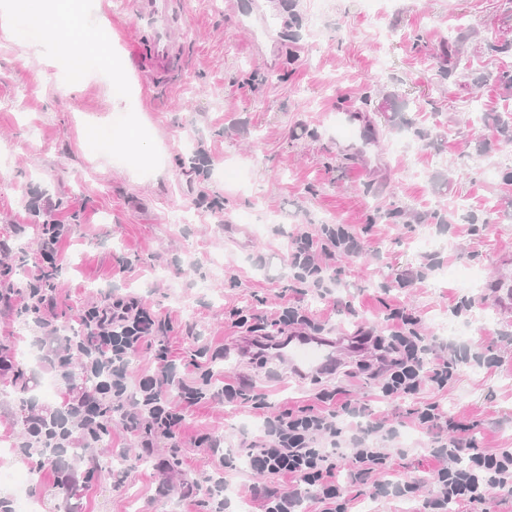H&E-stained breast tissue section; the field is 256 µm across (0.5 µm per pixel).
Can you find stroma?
<instances>
[{
	"mask_svg": "<svg viewBox=\"0 0 512 512\" xmlns=\"http://www.w3.org/2000/svg\"><path fill=\"white\" fill-rule=\"evenodd\" d=\"M52 2L76 52L101 27L112 47L83 78L22 18L17 39L0 35V281L24 282L33 266L32 203L71 227L53 305L37 314L0 305V349L33 352L21 376L0 375V441L24 438L16 380L56 374L33 349L38 318L73 325L79 309L109 294L140 297L170 320L164 342L181 363L214 371L218 385L246 380L265 400L260 409H190L175 452L162 440L142 448L116 419L109 438L61 465L0 459V471L39 469L28 489L39 512H169L175 503L215 512L192 488L199 473H217L221 454L258 436L265 417L317 403L318 385L291 378L287 363H251L232 350L227 311L269 314L283 293L301 298L330 336L362 326L385 335L390 310L402 307L421 316L433 348H456L447 388L396 403L380 401L369 370L347 362L350 399L400 429L391 448L403 447L411 410L431 402L470 422L482 450L512 448V316L485 297L502 254H512V167L496 128L512 97L469 81L512 66V54L482 48L512 19V0H177L186 64L159 79L146 61L151 30L130 23L133 0ZM457 23L479 41L462 60L468 77L451 84L435 62ZM198 163L209 178L196 175ZM228 163L242 166L243 184L225 183ZM182 208L192 223L174 222ZM397 210L404 218L393 219ZM322 224L350 225L362 250L321 294L293 278L286 252L301 226ZM206 432L218 451L194 447ZM114 454L127 460L116 472ZM63 470L80 476L65 500L56 487ZM225 478L238 497L224 512H262L253 488L279 485L244 470ZM429 494L364 493L348 510L424 512Z\"/></svg>",
	"mask_w": 512,
	"mask_h": 512,
	"instance_id": "obj_1",
	"label": "stroma"
}]
</instances>
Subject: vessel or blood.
<instances>
[{"label":"vessel or blood","instance_id":"1","mask_svg":"<svg viewBox=\"0 0 512 512\" xmlns=\"http://www.w3.org/2000/svg\"><path fill=\"white\" fill-rule=\"evenodd\" d=\"M135 22L149 23L154 30L152 44V68L155 71L175 75L185 60V45L180 26L171 14V0H139L134 13ZM490 292L499 308L506 315L512 314V284L506 276H499L490 285ZM287 359L291 372L306 379L333 364L336 358V341L329 337H293L278 349Z\"/></svg>","mask_w":512,"mask_h":512}]
</instances>
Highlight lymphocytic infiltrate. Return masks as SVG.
Listing matches in <instances>:
<instances>
[{
	"label": "lymphocytic infiltrate",
	"mask_w": 512,
	"mask_h": 512,
	"mask_svg": "<svg viewBox=\"0 0 512 512\" xmlns=\"http://www.w3.org/2000/svg\"><path fill=\"white\" fill-rule=\"evenodd\" d=\"M67 233L63 224L41 227L40 258L30 278L20 285H9L1 295L5 301H19L22 307L45 304L49 295L33 296L32 290L47 274L61 267L60 242ZM358 242L343 224H323L316 231L301 230L288 245V264L313 286H321L324 275L335 264L355 256ZM230 325L249 336L254 347L264 350L276 340L288 336H315L324 329L300 301L285 299L273 316L240 309L229 312ZM387 336L361 330L351 343L352 350L368 348L377 353L374 371L380 378V397L396 402L447 387L457 363L451 355H430L427 336L419 316L396 307L388 315ZM77 322L84 335L82 346L90 353L81 359V368L89 373L108 372L106 386L83 394L70 412L96 431L106 404H125L128 390L129 359L142 346H155L156 368L143 374L137 385L134 412L127 423L128 432L141 438L143 447H152L155 438L178 442L184 425V411L210 399L227 404L248 400L249 385L227 383L210 390L209 379L191 380L176 375V362L167 345L161 344L165 323L134 297L108 298L80 310ZM175 375L179 386L176 398L164 397V378ZM346 389L336 386L321 389L317 398L321 408L310 406L287 409L267 418L262 435L243 443L239 454H225L220 460L227 470L246 465L258 474L276 475L281 486L262 493L264 512H302L306 495L347 512L350 489L358 483H371L374 492H384L378 483L380 474L391 471L393 453L379 446L377 437L385 430L382 420L370 417L366 407L345 396ZM414 424L430 438L428 450L436 466L429 471L434 491L426 500L427 512H448L449 503L484 502L488 489L512 490V448L487 453L478 448L469 425L446 418L437 404L415 411ZM345 467L347 481L336 477Z\"/></svg>",
	"instance_id": "f902f5d3"
}]
</instances>
